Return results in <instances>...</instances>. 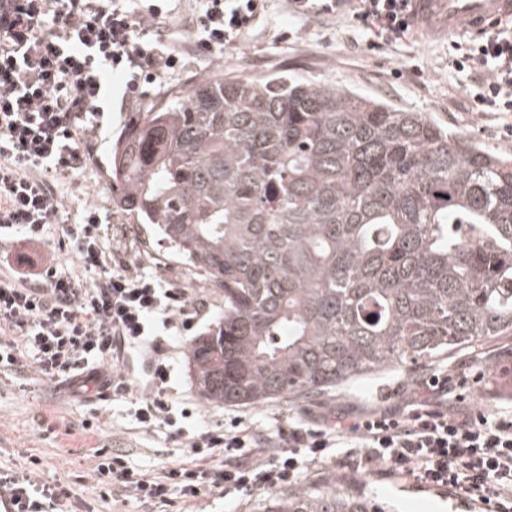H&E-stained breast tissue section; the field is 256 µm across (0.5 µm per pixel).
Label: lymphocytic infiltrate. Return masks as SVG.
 <instances>
[{
  "label": "lymphocytic infiltrate",
  "mask_w": 512,
  "mask_h": 512,
  "mask_svg": "<svg viewBox=\"0 0 512 512\" xmlns=\"http://www.w3.org/2000/svg\"><path fill=\"white\" fill-rule=\"evenodd\" d=\"M199 2L192 30L201 52L236 46L263 6V0ZM343 10L386 44L413 33L410 0H288L297 17ZM183 65L153 0H0V233H21L37 244L61 225L77 264L73 272L40 269L27 255L17 259L14 280H0V330L19 335L0 361L12 365L24 354L44 380L65 383L73 396L95 389L122 398L134 390L125 361L148 356L144 391L134 404L145 428L177 424L161 335L190 331L197 308L185 289L116 257L99 212L89 206L69 214L60 185L85 167L87 135L103 129L110 76L124 78L123 98L133 103L143 98L144 85ZM454 65L477 85L472 111L512 112V28L498 26L472 40ZM453 389V374L440 371L408 411H375L347 426L289 422L279 431L284 448L273 452L240 422L186 432L195 464L153 476L129 467L122 454L100 451L91 492L102 501L118 491L170 507L207 490H272L294 482L334 447L338 466L376 467L488 512H512V409L449 406L444 398ZM2 495L16 512H58L70 498L62 482L39 483L10 470L0 471Z\"/></svg>",
  "instance_id": "lymphocytic-infiltrate-1"
}]
</instances>
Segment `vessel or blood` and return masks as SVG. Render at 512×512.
<instances>
[{"label":"vessel or blood","instance_id":"b4317fda","mask_svg":"<svg viewBox=\"0 0 512 512\" xmlns=\"http://www.w3.org/2000/svg\"><path fill=\"white\" fill-rule=\"evenodd\" d=\"M413 18L424 34L480 36L512 20V0H412Z\"/></svg>","mask_w":512,"mask_h":512}]
</instances>
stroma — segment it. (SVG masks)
Masks as SVG:
<instances>
[{
	"mask_svg": "<svg viewBox=\"0 0 512 512\" xmlns=\"http://www.w3.org/2000/svg\"><path fill=\"white\" fill-rule=\"evenodd\" d=\"M370 31L350 15L295 17L287 0H267L264 12L237 47L208 54L203 64H188L173 76L147 88L148 99L174 88H189L202 78L263 79L278 72L306 82L332 85L356 92L407 112H417L449 129L464 133L495 150L507 147L502 128L507 118L492 112L470 111L468 96L474 90L469 73L452 66L460 37L437 38L415 33L412 38L369 48ZM122 82L112 81V110L105 115V136H89L86 167L65 180V203L72 214L94 206L109 224V240L124 257L144 266L164 281L186 289L199 306L196 324L183 336L166 339L172 365L168 392L175 406L188 410L182 426L188 431L221 430L243 420L260 433L275 436L288 420L312 424L322 418L355 421L374 410H406L432 372L468 366L461 393L466 404L491 412L512 401V337L472 346L454 357L405 373L388 370L329 390L310 401L286 404L268 401L257 405L213 406L204 403L188 368L191 342L208 332L224 311V296L203 277L188 271L168 244L152 238L112 201L108 181L112 145L129 122L122 110ZM30 254L57 268L71 267L74 259L61 231H52L40 246L24 235L0 237V280L11 279L13 258ZM128 400L98 395L71 397L66 385L39 380L25 364L0 363V469L30 468L41 482L69 484L74 496L87 498L92 483L91 456L98 449L126 451L132 468L160 471L173 463L189 462L181 438L172 428L143 429L130 413ZM38 465H31V457ZM341 473L348 489L370 495L384 512H483L481 504L465 502L433 488H418L378 471L353 473L340 470L335 459L321 461L301 475V482L322 483L329 474ZM266 491L247 496L203 492L192 512H262Z\"/></svg>",
	"mask_w": 512,
	"mask_h": 512,
	"instance_id": "obj_1",
	"label": "stroma"
}]
</instances>
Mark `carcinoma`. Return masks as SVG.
<instances>
[{"label": "carcinoma", "instance_id": "obj_1", "mask_svg": "<svg viewBox=\"0 0 512 512\" xmlns=\"http://www.w3.org/2000/svg\"><path fill=\"white\" fill-rule=\"evenodd\" d=\"M112 201L224 293L212 405L309 400L512 335V156L281 72L175 89L112 146ZM337 474L267 512H380Z\"/></svg>", "mask_w": 512, "mask_h": 512}]
</instances>
